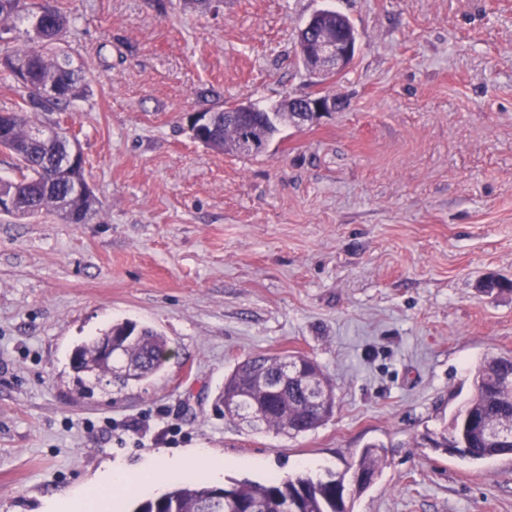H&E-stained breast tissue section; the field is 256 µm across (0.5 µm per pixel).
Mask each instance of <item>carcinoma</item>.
<instances>
[{"label":"carcinoma","mask_w":512,"mask_h":512,"mask_svg":"<svg viewBox=\"0 0 512 512\" xmlns=\"http://www.w3.org/2000/svg\"><path fill=\"white\" fill-rule=\"evenodd\" d=\"M326 21L348 36L356 37L350 20L334 11L323 10ZM26 24V40L9 46L5 35L16 22ZM69 32V17L58 7H44L36 0H0V68L29 90L31 87L57 90L54 97L41 99L32 93L21 96L22 103L5 110L0 119V148L9 151L19 162L20 177L0 179V186L18 189L16 207L9 215L30 218L53 214L62 220L77 215L90 220L97 214V200L88 192L76 211L65 206L66 197L77 183L85 182V161L77 139L37 141L31 131L37 126L33 116L59 112L84 94L85 78L73 67L69 55L59 47ZM289 97H283L271 110L247 113L248 123L259 128L267 150L280 126L293 120L288 112ZM245 124L234 121L229 113L216 110L205 145L219 151L243 154L240 141ZM79 154L76 166L62 170L66 151ZM112 340L113 361L122 368L103 366L97 352L101 342ZM73 368L96 378L113 376L126 383L144 380L159 373L168 360V343L156 330L131 321L116 323L101 335L88 339L72 352ZM512 386V354L490 356L473 373L474 395L452 415L449 426L432 440L434 447L455 450L472 460L504 457L512 453V444L489 442L481 426L492 422L512 431V395L485 391L491 383ZM224 414L240 418L255 428H265L292 436L312 432L333 414V388L321 367L299 356H255L233 369L224 381L221 395ZM383 447L371 445L350 465L352 473L365 479L351 485L356 491L367 489L384 462ZM343 479L327 481L297 476L273 478L266 484L249 481L229 486H214L202 479L175 484L165 493L141 502L135 512H350L344 497Z\"/></svg>","instance_id":"carcinoma-1"}]
</instances>
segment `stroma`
Returning <instances> with one entry per match:
<instances>
[{"instance_id": "stroma-1", "label": "stroma", "mask_w": 512, "mask_h": 512, "mask_svg": "<svg viewBox=\"0 0 512 512\" xmlns=\"http://www.w3.org/2000/svg\"><path fill=\"white\" fill-rule=\"evenodd\" d=\"M86 93L50 114L84 154L87 222L0 214V512H50L108 465L196 448L223 484L345 474L386 447L350 512H512V458L421 444L512 352V0H54ZM358 33L324 81L316 11ZM323 94L336 111L239 156L188 113ZM129 320L155 377L83 391L75 346ZM314 359L333 416L292 437L215 410L247 357ZM325 14L326 21L338 27V29L349 38L338 40L336 37L316 36L322 23V13L317 11L306 21L302 32L305 37L298 44L299 52L307 59L309 69L316 75L332 76L337 75L346 69L354 59L356 50V32L350 20L329 9L321 10ZM324 77L323 79H327ZM383 448V446L376 445L368 446L361 453L358 460L350 465L349 470L352 469L351 485L356 491L361 492L367 489L379 474L385 458ZM355 473H361L365 476V479L356 482L353 477Z\"/></svg>"}]
</instances>
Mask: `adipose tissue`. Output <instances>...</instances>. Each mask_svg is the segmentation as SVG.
<instances>
[{
  "instance_id": "1",
  "label": "adipose tissue",
  "mask_w": 512,
  "mask_h": 512,
  "mask_svg": "<svg viewBox=\"0 0 512 512\" xmlns=\"http://www.w3.org/2000/svg\"><path fill=\"white\" fill-rule=\"evenodd\" d=\"M206 455L196 450L180 456L159 454L143 464L139 471L132 472L122 466H110L104 479L88 488L84 493L68 492L56 496L51 504L52 512H111L112 499L109 489L122 487L128 491L156 492L170 481L207 468L209 476L219 474L217 466L205 463Z\"/></svg>"
}]
</instances>
